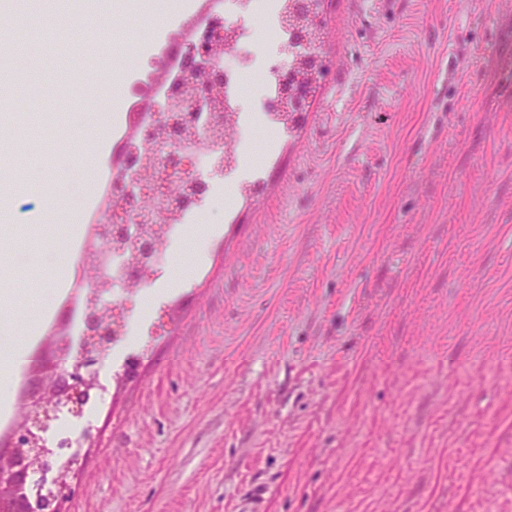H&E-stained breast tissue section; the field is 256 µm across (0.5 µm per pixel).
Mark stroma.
<instances>
[{"label":"stroma","mask_w":512,"mask_h":512,"mask_svg":"<svg viewBox=\"0 0 512 512\" xmlns=\"http://www.w3.org/2000/svg\"><path fill=\"white\" fill-rule=\"evenodd\" d=\"M115 18L98 95L157 94L158 57L206 15ZM33 39L0 45L18 80L0 102V323L27 352L0 436L49 374L77 311L84 188L56 154L100 139L61 89L96 46L74 0H9ZM331 71L271 162L252 123L243 172L261 195L180 250L189 286L160 285L161 328L133 378L54 432L99 433L71 512H512V0H331Z\"/></svg>","instance_id":"1"}]
</instances>
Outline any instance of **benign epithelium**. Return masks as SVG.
Returning <instances> with one entry per match:
<instances>
[{
    "label": "benign epithelium",
    "instance_id": "1",
    "mask_svg": "<svg viewBox=\"0 0 512 512\" xmlns=\"http://www.w3.org/2000/svg\"><path fill=\"white\" fill-rule=\"evenodd\" d=\"M325 0H303L301 12L303 31L295 40L298 55L311 64L308 73H283L278 108L284 112H304L313 97L316 83L330 67L320 52L324 31ZM231 30L224 25L218 29L203 28L186 49L181 70L192 73L195 82L185 86L171 83L157 112L140 126L134 136L143 139L154 158H163L160 170L142 162L141 157L127 160L135 168V181H119L112 185L111 200L104 220L91 226L88 240L90 257L97 256L104 242L118 248H130L138 261L127 277L125 301L134 296V287L143 277L147 260L156 256L161 233L145 234L140 228V202L154 199L158 208L169 205L166 183L173 177L186 181L187 193L178 200L189 206L208 190V182L224 175L219 163L206 178L195 172V150L182 147L184 143L219 145L220 101L223 95L224 72L221 66L224 44ZM138 226L132 227L130 223ZM112 281L97 286L83 303L85 332L92 347L83 356L58 365L55 373L39 380L25 410L13 425L9 442L0 446V512H69L75 495L73 479L83 467L84 460L71 456L70 444L61 441L56 447L47 444L44 433L67 413L80 417L92 394L102 390L100 366L103 351L111 345Z\"/></svg>",
    "mask_w": 512,
    "mask_h": 512
}]
</instances>
